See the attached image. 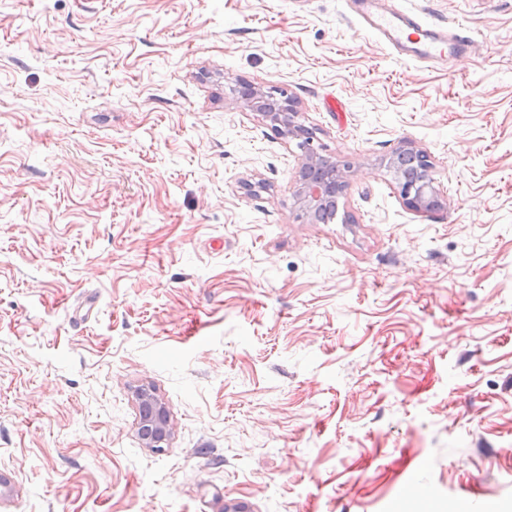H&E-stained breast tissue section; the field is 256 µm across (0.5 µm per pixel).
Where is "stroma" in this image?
<instances>
[{
    "mask_svg": "<svg viewBox=\"0 0 512 512\" xmlns=\"http://www.w3.org/2000/svg\"><path fill=\"white\" fill-rule=\"evenodd\" d=\"M400 5L472 50L398 60L346 0H0V512H512V0ZM240 79L350 164L335 219ZM418 155L426 156V160L430 163L427 173L420 180L405 183L403 175L408 177V174L404 171V166L401 162L408 158H412L415 161ZM385 164L388 171L392 173L399 195L408 208L422 217H429L438 209L435 206L436 203L441 206L444 204L440 189L437 186L435 167L429 160L427 152L413 146L412 143L404 142L386 159ZM138 401V435L148 448H163L170 436V414L164 402L151 389L142 388L136 393Z\"/></svg>",
    "mask_w": 512,
    "mask_h": 512,
    "instance_id": "stroma-1",
    "label": "stroma"
}]
</instances>
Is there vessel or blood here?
I'll return each instance as SVG.
<instances>
[{
  "label": "vessel or blood",
  "mask_w": 512,
  "mask_h": 512,
  "mask_svg": "<svg viewBox=\"0 0 512 512\" xmlns=\"http://www.w3.org/2000/svg\"><path fill=\"white\" fill-rule=\"evenodd\" d=\"M363 28L382 36L398 56L439 64L451 56L469 53L468 37L421 15L382 4L381 0H352Z\"/></svg>",
  "instance_id": "vessel-or-blood-1"
}]
</instances>
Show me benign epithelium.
Listing matches in <instances>:
<instances>
[{
	"label": "benign epithelium",
	"mask_w": 512,
	"mask_h": 512,
	"mask_svg": "<svg viewBox=\"0 0 512 512\" xmlns=\"http://www.w3.org/2000/svg\"><path fill=\"white\" fill-rule=\"evenodd\" d=\"M232 104L245 112H255L269 121L271 130L279 137L296 141L301 151V164L292 191L293 207L309 224L322 222L321 214L332 204L339 206L340 198L349 187L350 164H339L322 156L314 146L315 132L301 122L298 100L277 87L268 89L251 86L241 91L230 89ZM425 156L427 152L403 143L386 159L404 204L422 217H429L443 204L437 186L434 165L426 175L414 182H405L402 160ZM138 401V435L148 448H160L170 436V414L164 402L150 389L136 393Z\"/></svg>",
	"instance_id": "obj_1"
}]
</instances>
